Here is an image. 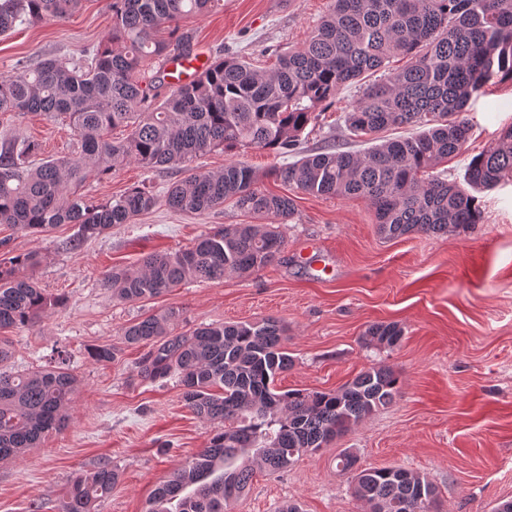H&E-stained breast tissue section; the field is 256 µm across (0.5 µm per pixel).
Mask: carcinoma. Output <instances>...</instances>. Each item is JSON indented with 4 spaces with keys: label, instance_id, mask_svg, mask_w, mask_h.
<instances>
[{
    "label": "carcinoma",
    "instance_id": "obj_1",
    "mask_svg": "<svg viewBox=\"0 0 512 512\" xmlns=\"http://www.w3.org/2000/svg\"><path fill=\"white\" fill-rule=\"evenodd\" d=\"M220 0H108L112 35L89 53L84 65L56 56L33 67L17 61L0 77V112H42L66 119L78 136L74 153L32 164L40 145L29 139L0 142V224L43 234L75 224L69 249L159 204L204 214L231 200L254 218L289 219L288 195L260 189L273 176L313 196L364 199L374 210L378 233H448L485 220L471 191L512 180V126L493 145L472 156L465 170L469 189L431 174L463 152L471 125L469 102L495 78L512 81V0H333L332 9L299 49L277 58L270 70L228 55L196 81L159 97L166 74L146 73L151 60L188 57L178 22L206 12ZM81 0H0V36L16 25H33L73 14ZM168 31V37L159 36ZM403 55V69L369 83L345 113L356 136L374 137L389 127L410 126V137L383 140L358 153L304 155L261 173L232 161L219 173L192 171L159 197L133 187L98 203L80 189L134 162L144 168L183 166L215 150H296L314 112L344 86ZM127 134L111 138L116 128ZM286 240L273 224H226L170 253H154L136 268H114L102 286L112 297L135 302L159 297L185 282L253 274L275 263ZM37 263V254L0 258V332L33 325L63 304L16 276ZM180 313L170 309L128 326L122 338L148 351L138 376L156 382L178 379L185 405L210 429L208 445L174 469L149 498L145 512H228L245 496L255 468L284 472L391 404L399 378L371 367L333 390H276L277 375L293 366L285 345L287 325L276 318L211 324L174 332ZM404 337L395 322L370 325L367 348L393 349ZM11 357L0 338V462L15 461L52 432L67 428L76 378L65 351L55 365L25 373L1 368ZM338 465L352 474L353 491L368 512H419L420 494L434 493L427 478L392 466L362 468L343 449ZM119 480L103 464L73 477L57 512H100Z\"/></svg>",
    "mask_w": 512,
    "mask_h": 512
}]
</instances>
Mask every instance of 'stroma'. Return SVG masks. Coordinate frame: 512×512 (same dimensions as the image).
Masks as SVG:
<instances>
[{"mask_svg": "<svg viewBox=\"0 0 512 512\" xmlns=\"http://www.w3.org/2000/svg\"><path fill=\"white\" fill-rule=\"evenodd\" d=\"M329 3L221 0L211 12L180 20L179 32L191 53L212 60L238 54L268 69L278 55L303 45ZM111 34L106 0H82L66 19L19 25L0 36V75L20 60L84 59ZM361 94L356 84L341 89L303 133L302 153L367 149L368 138L352 136L343 121ZM469 119L465 153L439 167L451 181H462L471 156L512 124V81H490L471 101ZM5 134L37 140L45 159L77 146L66 122L40 112L0 113V136ZM235 159L267 174L295 157L219 149L196 165L219 172ZM186 175L181 166L148 170L132 163L106 178H89L83 192L99 203L137 185L161 196ZM261 187L294 200L293 217L282 223L286 248L279 262L249 275L181 285L142 302L113 300L102 278L148 254L182 249L217 227L250 223V216L229 203L202 215L160 205L77 250L67 247L74 225L33 235L0 224V254L40 256L37 266L19 268L18 277L64 299L42 322L9 331L6 370L51 365L63 350L77 377L68 428L47 435L21 460L0 462V512H57L71 478L105 462L120 479L102 512H145L155 487L206 446L207 426L185 406L177 379L142 380L136 363L144 349L121 337L137 319L171 308L180 312V333L268 317L287 322L294 365L275 379L282 392L334 389L379 365L400 378L395 400L332 447L303 456L288 471L256 473L232 512H279L288 502L303 512H367L353 494L350 474L336 466L344 448L361 466H400L426 477L442 512H492L499 501L512 499V181L480 193L484 223L394 239L378 234L364 200L291 192L268 175ZM377 322L403 327L398 347L361 345L365 329ZM99 346L115 349L112 362L91 358Z\"/></svg>", "mask_w": 512, "mask_h": 512, "instance_id": "1", "label": "stroma"}]
</instances>
